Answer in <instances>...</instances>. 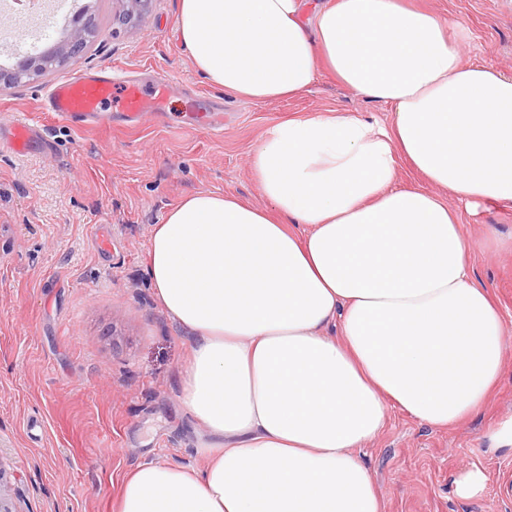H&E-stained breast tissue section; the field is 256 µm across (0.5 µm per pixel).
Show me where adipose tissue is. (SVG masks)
Here are the masks:
<instances>
[{
	"mask_svg": "<svg viewBox=\"0 0 512 512\" xmlns=\"http://www.w3.org/2000/svg\"><path fill=\"white\" fill-rule=\"evenodd\" d=\"M177 31L235 97H294L325 70L391 114L274 120L249 159L265 207L200 192L154 226L206 464H140L118 512H385L358 451L391 408L452 428L502 376L512 332L447 199L512 204V75L404 0H180ZM403 164L428 189L397 187Z\"/></svg>",
	"mask_w": 512,
	"mask_h": 512,
	"instance_id": "1",
	"label": "adipose tissue"
}]
</instances>
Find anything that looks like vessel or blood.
Wrapping results in <instances>:
<instances>
[{
  "label": "vessel or blood",
  "instance_id": "1",
  "mask_svg": "<svg viewBox=\"0 0 512 512\" xmlns=\"http://www.w3.org/2000/svg\"><path fill=\"white\" fill-rule=\"evenodd\" d=\"M115 83L111 70L85 72L59 80L45 97L48 111L54 112L60 121L84 124L107 122L106 109L112 100ZM166 93L165 83H157L151 95H144L138 84H126L122 92V112L129 119H137L140 113L162 110ZM10 135L0 139V150L15 156H24L31 148L39 131L25 115L15 114L9 120Z\"/></svg>",
  "mask_w": 512,
  "mask_h": 512
}]
</instances>
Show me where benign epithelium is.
<instances>
[{
    "instance_id": "1",
    "label": "benign epithelium",
    "mask_w": 512,
    "mask_h": 512,
    "mask_svg": "<svg viewBox=\"0 0 512 512\" xmlns=\"http://www.w3.org/2000/svg\"><path fill=\"white\" fill-rule=\"evenodd\" d=\"M151 0H113L118 9V19L124 23L141 24L147 17L146 5ZM94 36L91 20L86 12L78 14L71 31L52 50L29 56L13 70L0 68V88L45 76L71 57L86 51ZM23 496L12 483L3 459L0 458V512H25L20 504Z\"/></svg>"
}]
</instances>
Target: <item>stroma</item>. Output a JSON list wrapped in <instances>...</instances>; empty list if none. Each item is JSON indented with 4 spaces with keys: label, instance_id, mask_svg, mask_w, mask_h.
<instances>
[{
    "label": "stroma",
    "instance_id": "obj_1",
    "mask_svg": "<svg viewBox=\"0 0 512 512\" xmlns=\"http://www.w3.org/2000/svg\"><path fill=\"white\" fill-rule=\"evenodd\" d=\"M462 22L473 60L512 74V0H406ZM50 6L0 8V67L12 68L62 39L88 11L90 49L50 75L0 90V119L30 116L43 131L27 157L0 151V456L29 512H115L121 484L155 461L199 468L201 430L179 399L187 334L157 303L147 273L155 224L184 197L231 192L260 206L248 156L273 120L346 109L387 121V105L364 100L322 74L292 99L250 101L199 74L177 34L179 0H152L145 23L114 20L112 0H63L43 36L26 39L17 16ZM109 65L117 80L167 82L163 111L139 124L113 112L107 127H77L44 109L64 76ZM222 119L223 130L200 117ZM462 232L478 279L512 330V207H490ZM110 243L100 251L95 240ZM512 416V338L502 379L485 407L451 429L392 410L362 457L385 512H512V453L482 435ZM484 470V494L454 493L463 468Z\"/></svg>",
    "mask_w": 512,
    "mask_h": 512
}]
</instances>
